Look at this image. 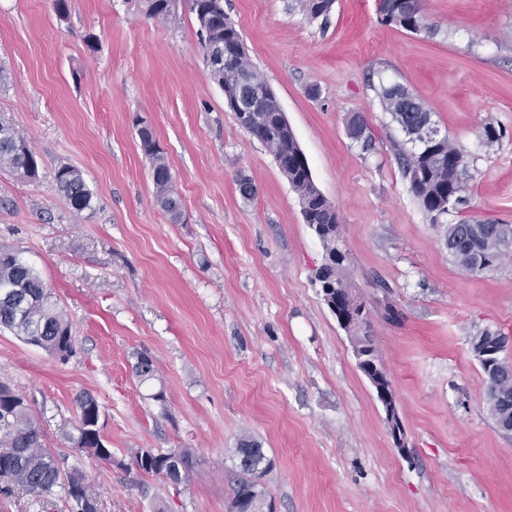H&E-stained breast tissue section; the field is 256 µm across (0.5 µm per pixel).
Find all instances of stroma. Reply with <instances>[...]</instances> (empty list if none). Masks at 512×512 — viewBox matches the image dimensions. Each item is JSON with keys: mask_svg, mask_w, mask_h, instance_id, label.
Returning <instances> with one entry per match:
<instances>
[{"mask_svg": "<svg viewBox=\"0 0 512 512\" xmlns=\"http://www.w3.org/2000/svg\"><path fill=\"white\" fill-rule=\"evenodd\" d=\"M0 0V120L35 155L0 169V248L20 251L75 336L64 360L0 331V381L44 444L88 476L99 512H230L243 439L272 467L271 512H512V432L485 401L472 339L507 336L512 263L468 273L405 179L404 134L380 81L419 96L468 157L458 219L512 224V0H423L431 33L381 23L376 0H224L313 179L335 205L352 293L388 370L409 455L314 284L324 249L265 146L237 122L204 62L190 0L175 19L137 0ZM363 114L362 149L346 132ZM152 127L182 215L159 206L139 124ZM501 137L484 146L485 124ZM79 169L74 215L56 172ZM254 187L239 192V178ZM156 377L139 383V356ZM93 394L112 464L76 453L75 397ZM139 448L188 451L180 482L140 473ZM56 182L59 191L67 198L75 212L92 209L93 193L80 170L67 165L61 166L56 173Z\"/></svg>", "mask_w": 512, "mask_h": 512, "instance_id": "obj_1", "label": "stroma"}]
</instances>
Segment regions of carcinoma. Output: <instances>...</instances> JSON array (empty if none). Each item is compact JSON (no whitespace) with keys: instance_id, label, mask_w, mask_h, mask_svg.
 I'll use <instances>...</instances> for the list:
<instances>
[{"instance_id":"carcinoma-1","label":"carcinoma","mask_w":512,"mask_h":512,"mask_svg":"<svg viewBox=\"0 0 512 512\" xmlns=\"http://www.w3.org/2000/svg\"><path fill=\"white\" fill-rule=\"evenodd\" d=\"M335 0H305L310 18H328ZM141 11L151 18H164L174 11L164 7V0H139ZM191 12L204 14L207 26L202 32L203 56L212 78L227 83L236 81L248 71L256 80L264 78L236 51L240 33L224 15V0H191ZM380 21L407 31L432 33L424 21L422 0H379ZM377 95L384 111L401 129L411 127L420 133L423 123L432 116L424 102L400 83H380ZM255 121L248 133L265 145L283 169L295 192L306 201L308 223L330 228L339 223L336 207L315 191L308 160L293 133L282 124L280 106L275 96L252 102ZM143 155L150 162L157 201L177 220L182 203L173 188L172 178L152 131L139 130ZM400 164L410 190L430 219L441 228L448 254L461 268L472 271L476 257L481 256L495 268L512 255V224H496L461 219L454 224L441 223V217L459 212L456 195L465 187L468 176L467 155L444 137L424 147V153L400 149ZM0 167L12 170L18 177L34 180L38 176L36 159L25 141L18 138L10 124L0 120ZM57 187L75 212L92 209L93 193L80 170L64 165L56 173ZM0 328L9 330L25 343L35 344L47 353L68 357L74 349V336L66 314L53 300L52 290L39 271L14 250L0 253ZM142 382L155 376L152 361L142 356L133 369ZM485 399L496 421L512 419V363L503 360L495 372H487ZM14 400L9 417L0 419V493L10 496L17 486L34 499H43L58 492L69 504L71 512H98L96 499L90 493L87 475L77 466L64 468L65 459L54 455L43 443L25 398L9 383L0 382V398ZM77 432H82L90 418L100 420L98 400L89 393L76 399ZM77 452L112 463V450L87 444ZM236 455L246 462L238 463L233 503L239 512H263L265 497L261 480L272 463L259 444L244 439ZM187 452H162L141 448L135 455L137 469L147 475L171 482L182 479L190 466Z\"/></svg>"}]
</instances>
